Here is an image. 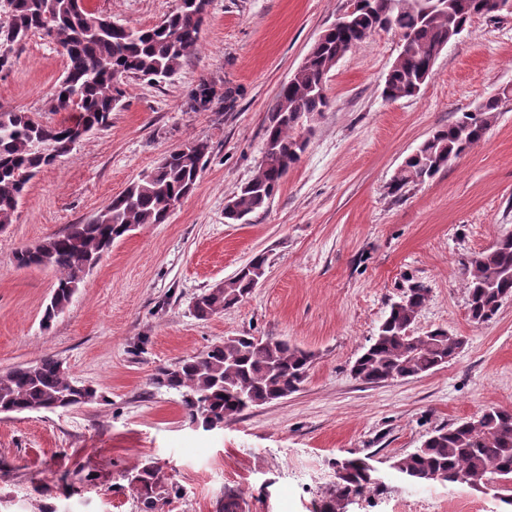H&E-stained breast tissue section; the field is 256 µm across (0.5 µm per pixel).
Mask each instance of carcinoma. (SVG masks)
Segmentation results:
<instances>
[{"mask_svg":"<svg viewBox=\"0 0 512 512\" xmlns=\"http://www.w3.org/2000/svg\"><path fill=\"white\" fill-rule=\"evenodd\" d=\"M8 11L0 20V69L11 66L14 46L29 36L49 38L66 60L63 79L55 87L56 108L77 112L67 124L51 126L30 112L0 110V225L10 224L29 181L40 169L69 154L81 129H105L112 112L126 94V79L155 80L177 73L199 45L208 0H179L158 24L130 28L112 20L86 0H6ZM495 0H366L346 25L323 32L293 78L281 85L264 133V152L255 175L240 186L224 207L227 224H243L246 217L265 208L284 178L302 158L312 130L306 117L320 115L329 106L325 92L328 73L337 60L369 38L386 20L412 41V50L393 61L385 78L386 98L416 95L431 77L428 62L441 46L463 32L470 20L496 13ZM504 89L473 112H461L436 129L405 158L388 185L400 196L409 187L434 178L490 130ZM210 153L205 139H195L171 152L166 161L130 183L84 224H71L61 234L33 247L18 250L20 267H42L57 273L43 325L50 327L63 313L87 274L129 226L162 224L171 204L188 197ZM469 315L477 324L492 320L502 302L512 297V238L462 263ZM266 270V258L255 256L246 270L198 295L197 317L224 312L246 298L255 277ZM428 300V289L414 286L390 306L378 333L351 367L365 383L417 377L456 355L460 339L436 328L416 336L413 325ZM313 362L309 351L272 336H226L175 364L159 369L155 389L174 390L186 419L218 427L244 410L288 397L306 379ZM97 389L79 386L59 360L42 356L0 373V413L70 409L93 403ZM336 484L320 512H341L349 498L371 490L378 481L359 460L336 461ZM390 468L410 484H456L465 476L469 486L490 487L512 508V411L488 407L480 415L442 427L406 455L392 457ZM140 512H162L169 488L160 467L145 465L125 475Z\"/></svg>","mask_w":512,"mask_h":512,"instance_id":"cac0c4a2","label":"carcinoma"}]
</instances>
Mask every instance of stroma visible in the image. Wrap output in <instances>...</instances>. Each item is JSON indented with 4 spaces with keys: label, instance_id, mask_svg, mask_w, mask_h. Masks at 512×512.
<instances>
[{
    "label": "stroma",
    "instance_id": "1",
    "mask_svg": "<svg viewBox=\"0 0 512 512\" xmlns=\"http://www.w3.org/2000/svg\"><path fill=\"white\" fill-rule=\"evenodd\" d=\"M350 0H210L198 53L169 79L131 78L110 127L89 133L29 183L12 224L0 229V372L42 356L97 388L67 410L0 414V512H137L126 472L160 466L173 487L162 512H317L335 460L366 458L379 488L343 512H502L493 491L413 485L392 457L435 430L490 406L512 409V298L489 322L471 321L463 259L512 233V102L484 142L432 180L388 194L405 157L456 113L512 87V16L475 17L437 56L420 93L382 95L399 53L381 30L344 55L326 79L330 105L300 164L249 223L224 206L256 172L282 83ZM178 0H92L131 27L163 20ZM66 68L38 35L0 70V109L48 125ZM210 89L207 103L194 99ZM211 152L196 190L163 224L117 240L52 324L42 316L55 275L18 267L16 251L90 219L112 196L187 141ZM266 279L208 319L196 297L254 256ZM429 290L415 334L464 337L452 360L422 376L367 384L350 371L393 302ZM243 333L310 351L299 390L206 431L183 415L178 393L156 391L158 368Z\"/></svg>",
    "mask_w": 512,
    "mask_h": 512
}]
</instances>
